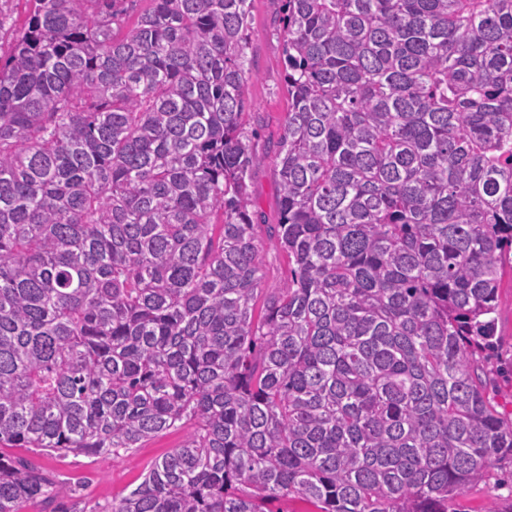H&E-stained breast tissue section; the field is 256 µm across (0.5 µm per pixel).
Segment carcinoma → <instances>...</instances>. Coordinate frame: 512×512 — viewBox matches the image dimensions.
I'll use <instances>...</instances> for the list:
<instances>
[{
    "instance_id": "1",
    "label": "carcinoma",
    "mask_w": 512,
    "mask_h": 512,
    "mask_svg": "<svg viewBox=\"0 0 512 512\" xmlns=\"http://www.w3.org/2000/svg\"><path fill=\"white\" fill-rule=\"evenodd\" d=\"M0 8V512H449L512 468V0H282L255 224L252 0ZM291 284L261 288L262 238ZM185 440L112 506L1 452ZM284 40L281 0L251 3L248 67L252 72L251 97L255 104L253 128L265 159L256 166L250 184L249 210L255 224H276L280 195L274 172L277 143L283 135L288 100L283 89ZM496 339L498 345L483 364L491 380L488 392L498 410L508 415L512 414V285L508 277L500 288Z\"/></svg>"
}]
</instances>
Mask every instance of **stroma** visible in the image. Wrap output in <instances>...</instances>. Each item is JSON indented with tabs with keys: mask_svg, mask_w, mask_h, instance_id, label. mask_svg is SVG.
<instances>
[{
	"mask_svg": "<svg viewBox=\"0 0 512 512\" xmlns=\"http://www.w3.org/2000/svg\"><path fill=\"white\" fill-rule=\"evenodd\" d=\"M283 65L282 0H252L248 67L252 72L251 97L255 104L253 126L264 159L254 170L249 193L250 210L258 224H274L279 219L280 195L274 160L288 110ZM496 339L495 350L484 358L491 380L488 392L499 411L512 414V284L508 282L500 290ZM184 438V431L168 432L118 457L46 456L23 448L12 449L11 454L49 470L65 487L76 489L86 506H104L127 494L151 462L177 447ZM495 505H512V482L495 475L470 487L457 500L459 512H489Z\"/></svg>",
	"mask_w": 512,
	"mask_h": 512,
	"instance_id": "35a3bbf8",
	"label": "stroma"
}]
</instances>
